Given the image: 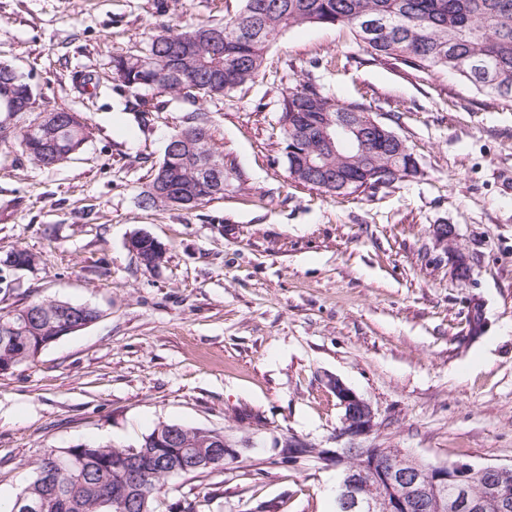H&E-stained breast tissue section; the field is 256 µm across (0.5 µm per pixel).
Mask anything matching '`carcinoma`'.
<instances>
[{
	"instance_id": "cac0c4a2",
	"label": "carcinoma",
	"mask_w": 512,
	"mask_h": 512,
	"mask_svg": "<svg viewBox=\"0 0 512 512\" xmlns=\"http://www.w3.org/2000/svg\"><path fill=\"white\" fill-rule=\"evenodd\" d=\"M384 19L387 30L368 34L363 24ZM304 25L343 26L375 60L423 70H446L489 97L512 98V0H243L238 15L219 26L183 29L162 26L149 44L135 54L112 59L113 79L129 91H152L196 98L224 95L258 77L266 52L291 28ZM30 92L29 82L11 66L0 64V112L16 106ZM163 101L134 97L125 108L147 119ZM283 153L292 180L339 195L366 186L388 185L417 173L410 155L384 150L374 143L362 150L349 139L332 153L319 136L323 123L341 112H367L359 102H339L307 82L287 88L280 102ZM92 134L86 119L47 126L39 135L20 134V145L46 168L58 166L82 149ZM162 161L140 193L146 208L177 207L192 211L218 196L224 188L203 173V154L216 148L215 129L198 110L183 117L170 135ZM65 308L62 301L31 302L0 314V359L16 365L33 361L21 349L37 350L39 338L57 333ZM83 449L84 475L45 456L36 469L55 471L51 483L33 478L15 497L44 499L41 512H115L103 505L112 496L114 448ZM162 470L139 474L127 489V499L147 502L154 512L155 495L165 485Z\"/></svg>"
}]
</instances>
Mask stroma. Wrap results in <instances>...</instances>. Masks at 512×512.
<instances>
[{"instance_id":"stroma-1","label":"stroma","mask_w":512,"mask_h":512,"mask_svg":"<svg viewBox=\"0 0 512 512\" xmlns=\"http://www.w3.org/2000/svg\"><path fill=\"white\" fill-rule=\"evenodd\" d=\"M156 2L0 0V62L35 98L0 112V314L53 300L100 313L0 374V497L14 499L49 451L135 447L162 423L224 432L238 456L170 478L156 512H333L325 488L339 469L283 459L287 437L512 464V100L373 61L347 29L302 26L256 79L167 97L144 123L124 107L113 57L141 50L157 24L220 25L241 7L167 0L161 14ZM296 79L365 104L418 174L335 197L291 180L279 100ZM196 109L224 154L223 197L142 207L168 136ZM54 110L84 115L92 136L46 169L17 135ZM139 234L162 243L158 266L129 250ZM17 250L32 268L7 264ZM335 378L371 404L369 434L344 435Z\"/></svg>"}]
</instances>
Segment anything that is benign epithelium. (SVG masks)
Returning <instances> with one entry per match:
<instances>
[{"label":"benign epithelium","mask_w":512,"mask_h":512,"mask_svg":"<svg viewBox=\"0 0 512 512\" xmlns=\"http://www.w3.org/2000/svg\"><path fill=\"white\" fill-rule=\"evenodd\" d=\"M371 127L381 123L369 116L344 113L324 127L332 143L355 134L361 138ZM343 409L342 425L346 435L356 438L375 427L371 405L342 381L330 383ZM160 450L156 457L171 462L172 471L214 469L224 466L226 458L236 454L229 440L219 431L188 430L176 424L159 425L156 434ZM318 458H336L350 467L339 487L336 503L340 512H512V498L506 486L512 481V465L475 466L469 462L453 463L451 472H441L434 479L421 461L401 448H372L373 456H386L388 466L365 477L363 467L350 463L356 448H319ZM125 463L115 466L118 483L126 484L128 475L145 468L147 460L135 448L124 449Z\"/></svg>","instance_id":"benign-epithelium-1"}]
</instances>
